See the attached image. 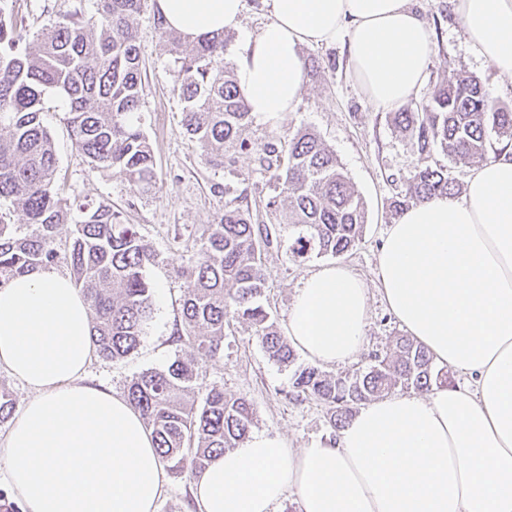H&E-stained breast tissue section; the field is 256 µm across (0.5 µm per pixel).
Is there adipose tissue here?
<instances>
[{"mask_svg":"<svg viewBox=\"0 0 512 512\" xmlns=\"http://www.w3.org/2000/svg\"><path fill=\"white\" fill-rule=\"evenodd\" d=\"M269 18L237 72L251 119L296 111L304 45L346 35L348 71L373 107L425 83L433 32L410 0H262ZM471 51L512 75V0H454ZM186 39L239 30L245 0H155ZM382 297L433 358L469 376L426 396L364 405L336 436L301 450L264 433L191 480L195 512H512V147L476 167L461 196L406 208L378 259ZM367 289L328 266L296 289L286 327L311 361L360 353ZM91 311L45 266L0 287V370L30 396L0 434V484L20 512H158L167 486L150 430L126 398L86 378Z\"/></svg>","mask_w":512,"mask_h":512,"instance_id":"adipose-tissue-1","label":"adipose tissue"}]
</instances>
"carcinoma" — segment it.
<instances>
[{"instance_id": "carcinoma-1", "label": "carcinoma", "mask_w": 512, "mask_h": 512, "mask_svg": "<svg viewBox=\"0 0 512 512\" xmlns=\"http://www.w3.org/2000/svg\"><path fill=\"white\" fill-rule=\"evenodd\" d=\"M0 0V198H8L20 220L34 230L17 234L0 216V286L41 266L57 263L59 226L70 207L59 196L57 157L40 115L47 97L63 104L76 149L94 168L123 176L141 192L156 188L153 150L138 120L142 93L141 51L134 27L145 0H96L100 22L80 10L49 14L35 35L6 15ZM155 23L169 37L173 90L184 102L183 127L214 166H224L225 148L254 152L275 179L284 201L266 207L279 227L295 235L298 257L314 248L340 256L361 240L366 209L336 155L310 129L252 146L243 132L250 119L234 70L224 62V34L206 35L184 48V37ZM393 125L418 157L401 207L437 196H454L459 185L447 166L431 165L435 152L454 161L482 159L491 136L512 142V105L500 102L477 77L449 72L420 99L393 113ZM68 253L71 280L90 304L95 352L118 361L140 345L152 318L151 287L145 268L153 254L134 225L103 204L81 203ZM272 243L267 225L246 195L224 204L209 225L200 258L177 275L192 283L181 304L177 339L199 357L223 348L232 321L254 329L268 358L288 366L296 360L288 338L260 304L266 283L262 250ZM452 384L447 367H437L421 345L401 337L394 354L376 355L352 376L334 377L315 366L293 375V395L323 402L333 431L344 428L351 405L397 388L430 390ZM203 392L199 406L184 396ZM126 398L151 430L162 460L194 477L218 455L238 448L253 425L251 403L203 387L192 359L134 378Z\"/></svg>"}]
</instances>
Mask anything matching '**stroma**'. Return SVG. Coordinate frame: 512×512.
I'll list each match as a JSON object with an SVG mask.
<instances>
[{
    "label": "stroma",
    "mask_w": 512,
    "mask_h": 512,
    "mask_svg": "<svg viewBox=\"0 0 512 512\" xmlns=\"http://www.w3.org/2000/svg\"><path fill=\"white\" fill-rule=\"evenodd\" d=\"M14 14L31 29H38L46 14L82 9L96 13L95 0H13ZM417 6L435 35V50L428 82L444 70L479 77L495 97L512 103V78L500 75L469 49L454 18L451 0H417ZM154 5L146 0L135 20L143 60L141 127L154 151L158 187L138 192L124 177L108 169L92 168L71 140L60 100H47L41 115L56 148L60 194L68 201L102 203L121 211L125 223L135 225L148 244L153 262L145 276L152 288L153 318L140 346L123 360L93 357L90 380L124 393L142 372L167 367L186 358L193 349L176 341L181 326V303L190 289L178 277L177 267L199 255L200 239L223 213L226 201L247 193L257 205L278 195L269 173L261 170L255 154L226 150L220 167L206 156L182 126L184 104L173 91L168 42L153 22ZM268 22L260 0H245L241 30L227 33L226 62L238 65L247 38ZM345 37L322 46H305L301 54L309 67L308 83L296 111L276 122L250 121L245 136L261 146L298 128L316 132L343 165L366 207L367 223L361 241L352 250L330 256L292 257L288 234L265 215L273 242L263 255L268 274L262 304L277 328H285L299 282L324 266L350 269L366 285L369 314L364 348L357 360L327 367V374H352L367 366L371 354L390 353L405 330L384 304L378 288V253L385 231L397 212L392 204L397 183L412 175L417 158L406 147L387 111L375 110L350 80ZM203 385L222 387L225 394L250 401L255 413L253 432L281 439L287 447L303 448L330 436V414L322 402L298 400L292 394V368L270 361L252 329L234 322L226 328L224 349L215 357L197 362Z\"/></svg>",
    "instance_id": "stroma-1"
}]
</instances>
